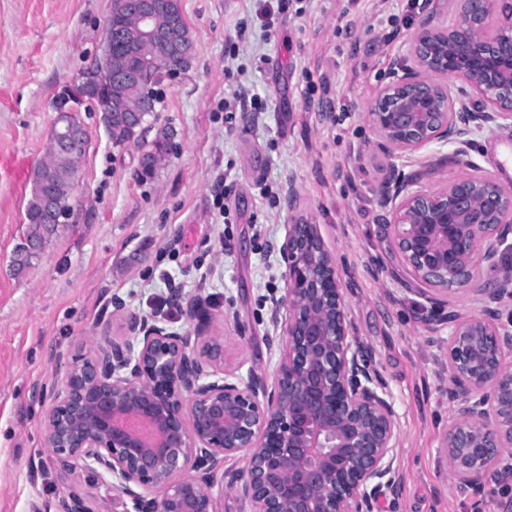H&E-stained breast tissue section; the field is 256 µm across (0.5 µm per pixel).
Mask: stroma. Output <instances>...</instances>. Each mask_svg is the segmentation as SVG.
I'll use <instances>...</instances> for the list:
<instances>
[{
	"label": "stroma",
	"instance_id": "1",
	"mask_svg": "<svg viewBox=\"0 0 512 512\" xmlns=\"http://www.w3.org/2000/svg\"><path fill=\"white\" fill-rule=\"evenodd\" d=\"M260 2L181 0L194 56L163 81L137 141L114 147L99 113L79 112L88 144L73 214L20 272L31 184L14 164L44 161L52 102L99 54L111 0H0V512H54L72 491L111 498L81 467L56 468L42 429L71 357L119 335L113 298L182 336L197 333L183 304L201 302L225 368L274 379L267 338L284 280L273 247L298 218L335 254L353 329L401 416L400 493L377 512H473L441 462L448 330L428 325L389 250L386 154L364 119L421 16L411 0H270L267 23ZM239 86L252 105L225 111ZM157 140L167 157L146 178L139 159ZM470 154L512 188L511 131L478 134Z\"/></svg>",
	"mask_w": 512,
	"mask_h": 512
}]
</instances>
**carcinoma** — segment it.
Returning <instances> with one entry per match:
<instances>
[{"label":"carcinoma","mask_w":512,"mask_h":512,"mask_svg":"<svg viewBox=\"0 0 512 512\" xmlns=\"http://www.w3.org/2000/svg\"><path fill=\"white\" fill-rule=\"evenodd\" d=\"M160 25L176 31L189 47H194L188 24L183 16L180 0H156ZM135 0H112V9L106 20L107 36L102 51L93 63L73 80L72 86L81 85L89 74L97 76L95 86L88 91L87 99L95 102L96 111L115 146H124L134 140L137 126L124 120L114 119L113 105L119 101L133 102L139 96L134 84H119L114 79L117 69L134 71L149 85L159 83L167 74L164 55L150 47H143L132 37L127 24L130 14L135 10ZM82 102L68 96L67 92L58 95L55 111L70 113L73 125H79L73 113L80 111ZM46 165H41L33 174V192L29 199L25 220L29 226L28 239L47 244L55 234L50 226L46 204L54 200L59 205L61 217L70 215V199L74 186L80 178V167L75 165L55 178L45 174Z\"/></svg>","instance_id":"cac0c4a2"}]
</instances>
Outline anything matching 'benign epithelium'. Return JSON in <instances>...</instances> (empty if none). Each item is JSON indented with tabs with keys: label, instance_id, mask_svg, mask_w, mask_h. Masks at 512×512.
Instances as JSON below:
<instances>
[{
	"label": "benign epithelium",
	"instance_id": "7a95c632",
	"mask_svg": "<svg viewBox=\"0 0 512 512\" xmlns=\"http://www.w3.org/2000/svg\"><path fill=\"white\" fill-rule=\"evenodd\" d=\"M455 2L444 22L421 0L407 55L391 63L364 118L391 157L446 144L441 162L477 170L473 136L512 130V4ZM154 10V0H139L133 36L165 47ZM53 134V166L79 162L84 135L67 113ZM422 176L390 165L379 198L390 249L448 328V483L477 498L478 512H512L484 496L512 478V321L500 318L512 305V268L502 265L512 253V190L486 175L427 189ZM278 253L285 288L271 313L273 381L225 370L216 342L124 315L120 335L68 364L43 427L55 465H81L125 499L123 512H218L226 487L247 512H374L397 496L399 414L371 346L353 331L336 257L319 225L298 221ZM490 270L498 275L488 281ZM457 294L472 295L477 311L454 307ZM242 455L245 467L218 482L221 466ZM107 510L77 492L55 504Z\"/></svg>",
	"mask_w": 512,
	"mask_h": 512
}]
</instances>
